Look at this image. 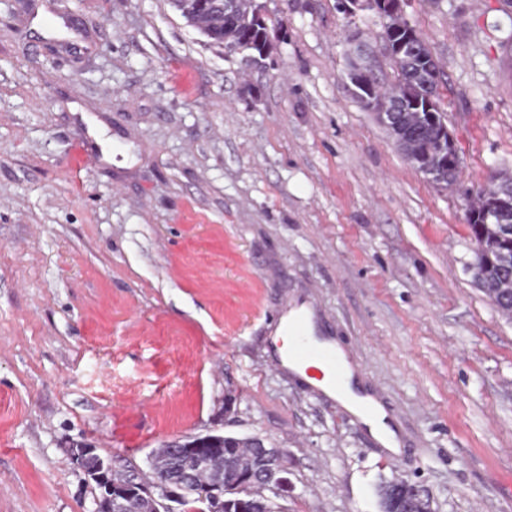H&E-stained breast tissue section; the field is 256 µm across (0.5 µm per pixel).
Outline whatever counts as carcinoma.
<instances>
[{"label":"carcinoma","mask_w":512,"mask_h":512,"mask_svg":"<svg viewBox=\"0 0 512 512\" xmlns=\"http://www.w3.org/2000/svg\"><path fill=\"white\" fill-rule=\"evenodd\" d=\"M171 7L186 22L205 35L212 43L223 45L256 38L253 31L254 5L252 0H235L233 17L224 19L221 11H205L199 0H170ZM396 82L387 88L378 87L381 99L402 93L407 101L418 99L423 88L411 80L406 60L392 59ZM401 130L395 138L400 141L397 150L404 159L414 157L416 169L425 172L430 167L448 170L451 164L449 143H440L439 129L427 117V113L415 109L399 113ZM489 184L499 189L496 197H487L478 191L469 205L468 227L477 244L476 278L481 291L506 318L512 319V171L501 170ZM247 438H235L224 442V449L217 454L202 458L190 465L196 479L208 481L213 475L224 477L223 512H282L279 505L264 497L266 480L258 466L255 449L249 447ZM185 464L173 448H160L150 460L148 481L173 478ZM253 474L257 485L253 493L237 490L238 479ZM379 500L402 504L406 512H434L430 501L416 497L411 481L392 478L381 482L377 488ZM127 512H157L161 505L149 497L135 496L128 501Z\"/></svg>","instance_id":"1"}]
</instances>
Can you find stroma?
<instances>
[{"label": "stroma", "instance_id": "1", "mask_svg": "<svg viewBox=\"0 0 512 512\" xmlns=\"http://www.w3.org/2000/svg\"><path fill=\"white\" fill-rule=\"evenodd\" d=\"M260 64L168 0H0V512H92L69 453L144 474L219 430L288 453L285 512H512V320L478 288L466 190L512 170V0H411L444 72L460 190L347 90L336 0H260ZM86 35L73 55L69 21ZM311 300L398 428L397 459L271 366ZM411 483L412 481L395 477L382 481L377 488L379 501L402 503L404 511L434 512L429 500L421 501L416 497Z\"/></svg>", "mask_w": 512, "mask_h": 512}]
</instances>
